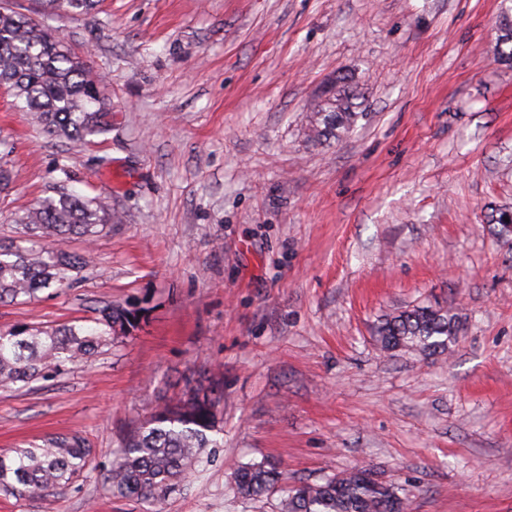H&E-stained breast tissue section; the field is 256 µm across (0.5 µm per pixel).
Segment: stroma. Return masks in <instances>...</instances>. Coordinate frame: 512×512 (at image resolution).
Instances as JSON below:
<instances>
[{
  "label": "stroma",
  "instance_id": "obj_1",
  "mask_svg": "<svg viewBox=\"0 0 512 512\" xmlns=\"http://www.w3.org/2000/svg\"><path fill=\"white\" fill-rule=\"evenodd\" d=\"M512 0H103L79 17L0 0L90 68L112 132L45 134L0 88V240L59 182L106 199L75 288L0 303V330L89 325L145 303L89 362L0 389V454L79 436L97 472L0 512H143L100 468L194 371L218 374L224 445L165 512H279L241 496L238 465L315 482L359 467L414 512H512V65L495 49ZM350 75L361 117L305 134L309 103ZM453 307L449 356L381 350L383 315Z\"/></svg>",
  "mask_w": 512,
  "mask_h": 512
}]
</instances>
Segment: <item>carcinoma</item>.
I'll return each mask as SVG.
<instances>
[{"instance_id":"carcinoma-1","label":"carcinoma","mask_w":512,"mask_h":512,"mask_svg":"<svg viewBox=\"0 0 512 512\" xmlns=\"http://www.w3.org/2000/svg\"><path fill=\"white\" fill-rule=\"evenodd\" d=\"M101 0H42L43 10L87 14ZM497 49L512 62V15L503 12L497 25ZM97 84L86 65L63 42L34 19L0 12V88L4 87L34 114L46 133L82 141L112 130L111 113L93 94ZM308 139L338 140L352 130L362 113L347 75L310 104ZM119 212L104 201L75 195L60 184L54 195L15 219L16 237L0 242V302L37 298L73 287L90 264L85 253H70L59 245L72 236L92 240L106 224H118ZM489 223L497 235L512 236V209H496ZM145 309L108 305L94 326L65 325L44 330L20 326L0 331V386L24 387L61 374L69 364L92 358L100 348L126 337L143 319ZM463 330L455 308L416 306L382 319L375 330L383 349L412 348L428 356H443ZM222 396L213 377L185 379L178 397L159 405L149 419L130 431L103 473L109 491L135 498L161 512L169 494L194 472L207 448H220L222 433L217 407ZM92 449L77 436L52 439L31 448L0 454V489L35 499L72 484L96 470ZM238 493L261 499L278 493L283 512H412V502L398 488L369 469H352L318 482L287 484L283 471L264 460L242 465Z\"/></svg>"}]
</instances>
